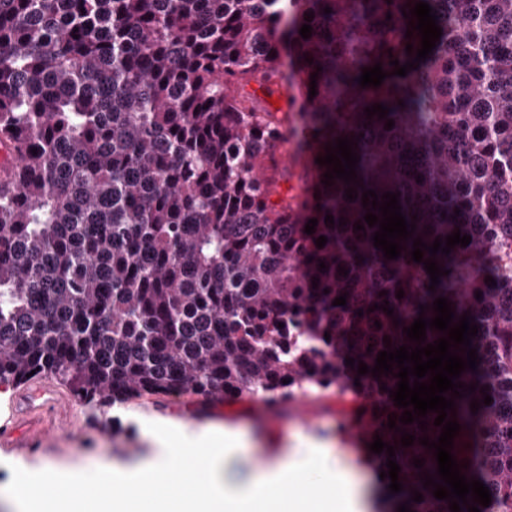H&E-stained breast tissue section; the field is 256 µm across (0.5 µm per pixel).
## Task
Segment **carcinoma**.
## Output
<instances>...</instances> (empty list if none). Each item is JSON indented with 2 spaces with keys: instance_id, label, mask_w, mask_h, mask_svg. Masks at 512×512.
<instances>
[{
  "instance_id": "1",
  "label": "carcinoma",
  "mask_w": 512,
  "mask_h": 512,
  "mask_svg": "<svg viewBox=\"0 0 512 512\" xmlns=\"http://www.w3.org/2000/svg\"><path fill=\"white\" fill-rule=\"evenodd\" d=\"M416 2L0 0V144L22 165L0 176V385L51 377L90 408L191 395L202 409L334 387L352 395L346 419L367 426L360 443L394 447L404 488L378 480V512H450L421 482L437 470L419 443L440 436L437 413L425 431L389 428L404 412L389 394L399 369L376 379L346 365L374 368L386 336L417 346L402 330L442 296L454 322L478 326L479 365L459 378L478 389L447 416L461 425L451 453L491 491L480 512H512V0H425L442 28L429 58L361 87L362 68L416 57L402 14ZM285 84L302 96L285 110L258 96ZM374 104L386 118H367ZM356 136L360 185L321 183L316 158ZM290 139L306 163L286 168ZM365 189L400 193L418 217L396 260L373 245ZM457 230L471 241L435 255L449 274L431 292L413 239ZM386 300L393 315L370 311Z\"/></svg>"
}]
</instances>
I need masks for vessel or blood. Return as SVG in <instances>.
I'll list each match as a JSON object with an SVG mask.
<instances>
[{
	"instance_id": "obj_1",
	"label": "vessel or blood",
	"mask_w": 512,
	"mask_h": 512,
	"mask_svg": "<svg viewBox=\"0 0 512 512\" xmlns=\"http://www.w3.org/2000/svg\"><path fill=\"white\" fill-rule=\"evenodd\" d=\"M68 399L49 380L36 377L19 388L7 421L0 423V445L40 452L47 437L65 420Z\"/></svg>"
}]
</instances>
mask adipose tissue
<instances>
[{"label": "adipose tissue", "mask_w": 512, "mask_h": 512, "mask_svg": "<svg viewBox=\"0 0 512 512\" xmlns=\"http://www.w3.org/2000/svg\"><path fill=\"white\" fill-rule=\"evenodd\" d=\"M205 448H169L134 467L98 466L88 477H63L44 461L42 473L0 494L8 512H363L356 473L333 453L243 468L214 425Z\"/></svg>", "instance_id": "1"}]
</instances>
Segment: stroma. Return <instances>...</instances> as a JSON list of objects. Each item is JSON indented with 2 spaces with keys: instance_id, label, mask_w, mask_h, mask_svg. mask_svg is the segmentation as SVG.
Here are the masks:
<instances>
[{
  "instance_id": "35a3bbf8",
  "label": "stroma",
  "mask_w": 512,
  "mask_h": 512,
  "mask_svg": "<svg viewBox=\"0 0 512 512\" xmlns=\"http://www.w3.org/2000/svg\"><path fill=\"white\" fill-rule=\"evenodd\" d=\"M70 418L72 429L58 432L43 455L27 456L19 449L0 446V488L23 475H36L45 458L56 460L67 471L88 463L133 466L185 442L203 445L211 438L208 423L217 420L224 425L225 447L241 449L244 466H262L317 448L336 453L366 475L369 489L377 487L374 472L361 461V448L340 441L337 435L341 416L332 389L307 396L302 416L292 402L261 408L247 401L216 402L199 411L189 409L184 397L158 403L145 396L95 420L76 403Z\"/></svg>"
}]
</instances>
